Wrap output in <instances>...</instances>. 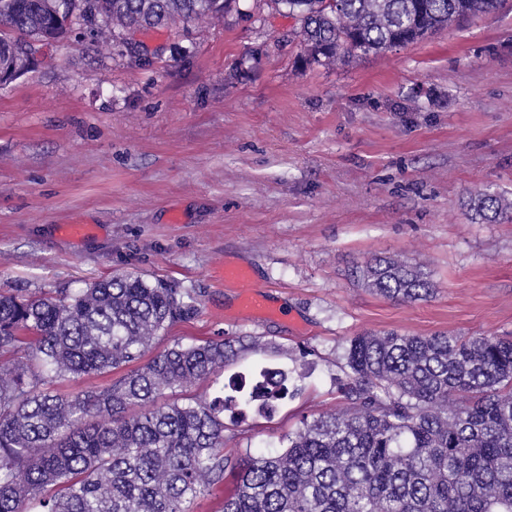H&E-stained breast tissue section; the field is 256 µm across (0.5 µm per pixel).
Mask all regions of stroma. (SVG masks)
I'll list each match as a JSON object with an SVG mask.
<instances>
[{"label": "stroma", "instance_id": "obj_1", "mask_svg": "<svg viewBox=\"0 0 512 512\" xmlns=\"http://www.w3.org/2000/svg\"><path fill=\"white\" fill-rule=\"evenodd\" d=\"M299 31L238 0L223 19L142 34L144 64L81 23L0 85V291L133 273L196 301L156 351L259 337L268 349L224 370L249 384L303 355L302 396L235 429L254 454L337 407L353 336L512 332V221L465 207L483 187L512 199V0L331 66L304 61ZM392 255L422 264L433 295L402 303L354 278Z\"/></svg>", "mask_w": 512, "mask_h": 512}]
</instances>
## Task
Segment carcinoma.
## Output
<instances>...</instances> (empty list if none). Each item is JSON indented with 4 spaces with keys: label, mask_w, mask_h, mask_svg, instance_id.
Instances as JSON below:
<instances>
[{
    "label": "carcinoma",
    "mask_w": 512,
    "mask_h": 512,
    "mask_svg": "<svg viewBox=\"0 0 512 512\" xmlns=\"http://www.w3.org/2000/svg\"><path fill=\"white\" fill-rule=\"evenodd\" d=\"M301 18L308 64L380 54L490 13L499 0H269ZM235 0H0V63L16 38L56 41L62 12L134 31L224 16ZM484 223L512 202L476 190ZM369 292L422 300L435 285L400 256L354 267ZM196 312L173 284L116 274L87 288L29 297L0 292V512H190L226 471L224 512H512V336L396 330L353 338L336 375L340 403L304 415L275 453L226 451L224 411L294 398L301 366L261 372L250 393L165 402L217 382L262 349L252 336L153 341ZM134 368H129V365ZM127 372L97 391L58 382Z\"/></svg>",
    "instance_id": "obj_1"
}]
</instances>
